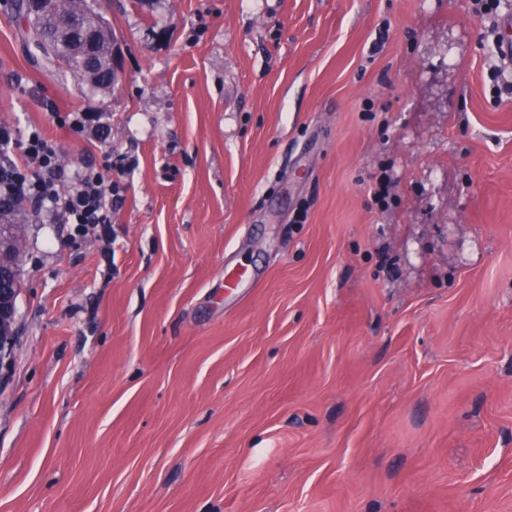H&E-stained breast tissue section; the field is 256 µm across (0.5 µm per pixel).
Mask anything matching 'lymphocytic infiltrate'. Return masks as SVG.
I'll return each mask as SVG.
<instances>
[{
    "label": "lymphocytic infiltrate",
    "mask_w": 512,
    "mask_h": 512,
    "mask_svg": "<svg viewBox=\"0 0 512 512\" xmlns=\"http://www.w3.org/2000/svg\"><path fill=\"white\" fill-rule=\"evenodd\" d=\"M0 145L12 148L13 159L0 165V207L27 200L41 207L48 223L87 225L112 221V168L73 170L60 163L57 144L39 128L17 136L0 126Z\"/></svg>",
    "instance_id": "f902f5d3"
}]
</instances>
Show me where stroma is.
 Segmentation results:
<instances>
[{
    "instance_id": "stroma-1",
    "label": "stroma",
    "mask_w": 512,
    "mask_h": 512,
    "mask_svg": "<svg viewBox=\"0 0 512 512\" xmlns=\"http://www.w3.org/2000/svg\"><path fill=\"white\" fill-rule=\"evenodd\" d=\"M16 3L0 124L120 200L24 206L0 512H512V0H101L108 89ZM47 109L52 112V115L60 126H66L73 132H82L87 126L97 120V112H83L80 110L65 112L63 115L58 112L53 104L47 103Z\"/></svg>"
}]
</instances>
